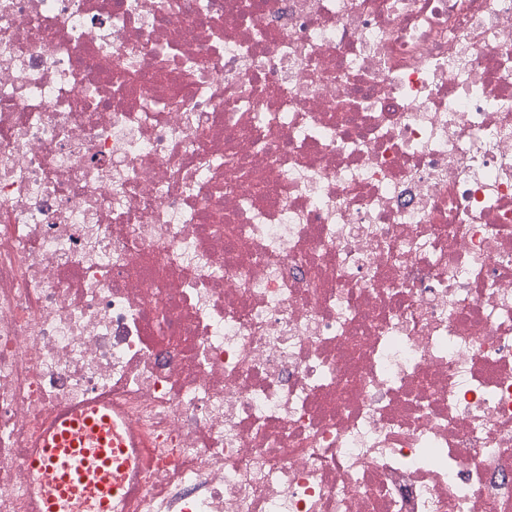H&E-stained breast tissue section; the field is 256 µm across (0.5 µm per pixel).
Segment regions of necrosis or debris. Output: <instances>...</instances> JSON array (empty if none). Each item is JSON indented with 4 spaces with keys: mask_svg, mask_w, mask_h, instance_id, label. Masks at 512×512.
<instances>
[{
    "mask_svg": "<svg viewBox=\"0 0 512 512\" xmlns=\"http://www.w3.org/2000/svg\"><path fill=\"white\" fill-rule=\"evenodd\" d=\"M90 406L116 512H512V0H0V512Z\"/></svg>",
    "mask_w": 512,
    "mask_h": 512,
    "instance_id": "4bbe7bcc",
    "label": "necrosis or debris"
}]
</instances>
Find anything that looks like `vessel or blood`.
I'll return each instance as SVG.
<instances>
[{"label": "vessel or blood", "instance_id": "obj_1", "mask_svg": "<svg viewBox=\"0 0 512 512\" xmlns=\"http://www.w3.org/2000/svg\"><path fill=\"white\" fill-rule=\"evenodd\" d=\"M116 421L109 412L90 408L58 417L37 453L27 464L49 491L36 512H71L75 498L94 491L97 512H112V503L124 498V485L112 482L113 463L123 462L125 449L112 445Z\"/></svg>", "mask_w": 512, "mask_h": 512}]
</instances>
